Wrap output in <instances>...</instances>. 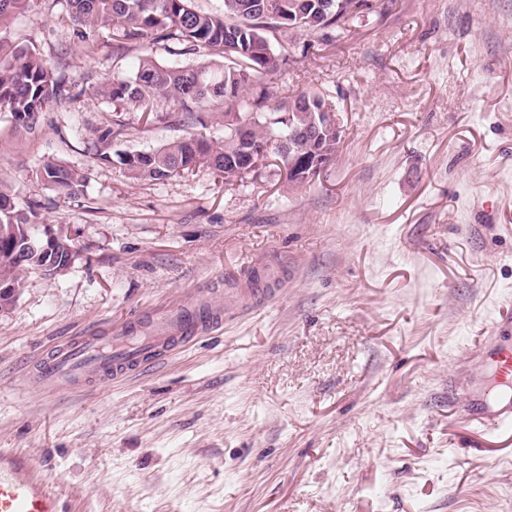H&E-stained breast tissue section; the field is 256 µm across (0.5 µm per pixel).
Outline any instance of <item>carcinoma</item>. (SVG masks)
Returning a JSON list of instances; mask_svg holds the SVG:
<instances>
[{"label": "carcinoma", "mask_w": 512, "mask_h": 512, "mask_svg": "<svg viewBox=\"0 0 512 512\" xmlns=\"http://www.w3.org/2000/svg\"><path fill=\"white\" fill-rule=\"evenodd\" d=\"M29 0H0V25L28 6ZM66 19L74 26L111 27L108 35L120 50L137 39L155 36L171 43L176 56L197 54L196 63L162 66L148 54L134 72L103 82L96 95L126 105L151 121L158 105L179 113L173 125L189 127L208 112L224 124V140L209 141L190 133L153 151L112 152L125 125L118 116L112 126L96 132L93 155L109 162L117 155L129 178L164 181L206 167L224 180L238 178L227 162L240 154L242 136L256 151L273 147L279 135L297 126L305 134L291 150L278 156L286 183L302 189L320 174H291L290 166L307 168L320 161L327 167L336 157L342 135L320 120V113L336 111L322 93L311 90L285 98L278 94L275 76L288 65V49L280 50L287 34L310 37L305 49L322 50L351 27L382 13L386 0H224L221 14L197 11L192 0H67ZM75 86L59 73V65L41 54L23 50L18 61L0 63V110L11 115L16 129L38 130L40 117L54 105L78 97ZM40 174L57 195L82 194L87 173L60 161H46ZM36 207L21 206L12 188L0 183V311L11 309L24 288L23 273L45 271L41 247L48 246L58 268L76 260L75 239L39 235Z\"/></svg>", "instance_id": "obj_1"}]
</instances>
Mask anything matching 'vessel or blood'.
Here are the masks:
<instances>
[{
    "label": "vessel or blood",
    "mask_w": 512,
    "mask_h": 512,
    "mask_svg": "<svg viewBox=\"0 0 512 512\" xmlns=\"http://www.w3.org/2000/svg\"><path fill=\"white\" fill-rule=\"evenodd\" d=\"M222 319L207 305L182 306L110 336H83L38 361L33 377L48 387L129 377L219 328ZM469 360L485 377L453 399L455 412L484 443L512 446V340L484 337ZM0 512H64L53 481L11 448H0Z\"/></svg>",
    "instance_id": "1"
}]
</instances>
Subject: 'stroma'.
<instances>
[{"instance_id":"obj_1","label":"stroma","mask_w":512,"mask_h":512,"mask_svg":"<svg viewBox=\"0 0 512 512\" xmlns=\"http://www.w3.org/2000/svg\"><path fill=\"white\" fill-rule=\"evenodd\" d=\"M64 13L31 0L0 29L81 92L32 135L0 112V182L79 253L65 274L25 273L0 312V448L71 512H512V447H478L448 405L512 303V0H389L327 50L291 38L280 90H319L344 126L299 191L274 157L230 183L132 180L94 158L112 119L98 85L143 54L177 58L103 30L87 55ZM121 118V150L179 135L164 114ZM47 160L86 170L83 195L49 190ZM198 302L223 326L135 376L50 389L28 373L69 339Z\"/></svg>"}]
</instances>
